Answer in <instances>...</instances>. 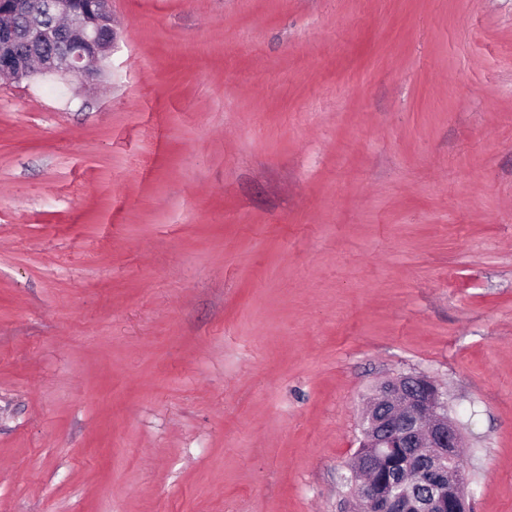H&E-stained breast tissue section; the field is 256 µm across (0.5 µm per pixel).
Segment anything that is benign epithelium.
Listing matches in <instances>:
<instances>
[{"mask_svg": "<svg viewBox=\"0 0 512 512\" xmlns=\"http://www.w3.org/2000/svg\"><path fill=\"white\" fill-rule=\"evenodd\" d=\"M51 7L67 19L65 33L69 49L64 56H42L39 72L56 76L73 75L87 82L100 74L97 62L113 50L116 37L105 34L110 25L109 8L90 17L73 5V0H53ZM29 0H0V77L19 80L32 73L29 55L20 45L15 20L29 11ZM383 403L381 417L364 433L361 446L370 452L360 458L362 469L372 480L351 490L353 512H471L467 482L456 467L462 435L448 417L434 383L422 375H402L379 388ZM412 424L420 448L429 449L426 460L431 495L419 501L412 490L397 493L383 487L380 467L382 449L405 442L404 426Z\"/></svg>", "mask_w": 512, "mask_h": 512, "instance_id": "7a95c632", "label": "benign epithelium"}]
</instances>
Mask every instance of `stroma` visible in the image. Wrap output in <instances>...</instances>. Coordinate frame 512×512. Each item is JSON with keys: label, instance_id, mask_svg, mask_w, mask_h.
<instances>
[{"label": "stroma", "instance_id": "1", "mask_svg": "<svg viewBox=\"0 0 512 512\" xmlns=\"http://www.w3.org/2000/svg\"><path fill=\"white\" fill-rule=\"evenodd\" d=\"M0 80V512H350L430 377L512 512V0H111ZM75 0H53L51 7L58 16L67 19L65 31L69 49L64 56L42 55L39 73L56 76L73 75L87 82L100 74L97 62L104 60L113 50L116 32L112 25V37L103 28L110 25L109 8L102 7L90 18L74 7Z\"/></svg>", "mask_w": 512, "mask_h": 512}]
</instances>
